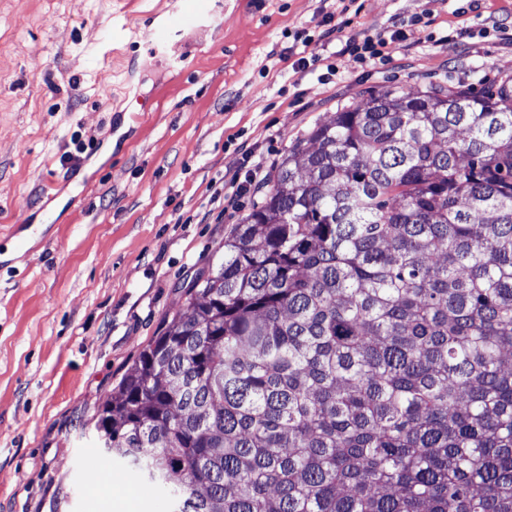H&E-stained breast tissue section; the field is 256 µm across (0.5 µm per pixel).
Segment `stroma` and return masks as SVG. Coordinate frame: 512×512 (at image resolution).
I'll return each instance as SVG.
<instances>
[{
  "instance_id": "stroma-1",
  "label": "stroma",
  "mask_w": 512,
  "mask_h": 512,
  "mask_svg": "<svg viewBox=\"0 0 512 512\" xmlns=\"http://www.w3.org/2000/svg\"><path fill=\"white\" fill-rule=\"evenodd\" d=\"M177 2L0 0V512H170L93 422L261 201L224 202L250 156L273 173L372 92L512 76V0H213L153 53L142 25ZM413 16L387 61L341 55Z\"/></svg>"
}]
</instances>
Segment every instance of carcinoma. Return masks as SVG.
<instances>
[{"label":"carcinoma","instance_id":"1","mask_svg":"<svg viewBox=\"0 0 512 512\" xmlns=\"http://www.w3.org/2000/svg\"><path fill=\"white\" fill-rule=\"evenodd\" d=\"M310 140L96 436L172 512H512V79Z\"/></svg>","mask_w":512,"mask_h":512}]
</instances>
